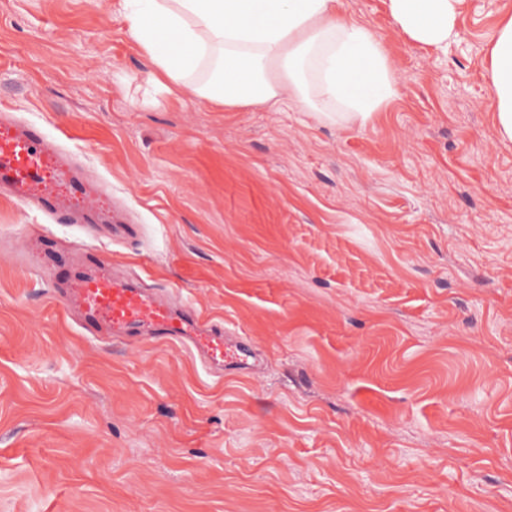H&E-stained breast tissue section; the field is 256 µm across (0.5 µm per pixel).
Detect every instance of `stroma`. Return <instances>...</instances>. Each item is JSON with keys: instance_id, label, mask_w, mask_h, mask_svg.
Here are the masks:
<instances>
[{"instance_id": "obj_1", "label": "stroma", "mask_w": 512, "mask_h": 512, "mask_svg": "<svg viewBox=\"0 0 512 512\" xmlns=\"http://www.w3.org/2000/svg\"><path fill=\"white\" fill-rule=\"evenodd\" d=\"M509 14L464 0L443 51L336 0L397 67L359 129L168 93L121 0H0V119L120 217L0 194V512H512V142L485 104ZM85 245L261 373L84 331L59 292Z\"/></svg>"}]
</instances>
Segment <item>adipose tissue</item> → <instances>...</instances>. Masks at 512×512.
Returning <instances> with one entry per match:
<instances>
[{
  "label": "adipose tissue",
  "mask_w": 512,
  "mask_h": 512,
  "mask_svg": "<svg viewBox=\"0 0 512 512\" xmlns=\"http://www.w3.org/2000/svg\"><path fill=\"white\" fill-rule=\"evenodd\" d=\"M462 0H388L395 27L447 49ZM128 33L170 93L233 110L282 105L306 112L344 105L366 126L396 93L395 67L374 33L334 19L336 0H122ZM487 107L512 141V15L489 43Z\"/></svg>",
  "instance_id": "adipose-tissue-1"
}]
</instances>
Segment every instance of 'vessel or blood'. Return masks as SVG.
<instances>
[{
    "label": "vessel or blood",
    "mask_w": 512,
    "mask_h": 512,
    "mask_svg": "<svg viewBox=\"0 0 512 512\" xmlns=\"http://www.w3.org/2000/svg\"><path fill=\"white\" fill-rule=\"evenodd\" d=\"M50 145L35 126L20 124L0 131V190L46 214L62 209L42 163ZM85 331L115 336H148L201 352L210 366L251 372L259 365L253 343L244 336L228 340L221 325L167 294L144 288L134 279L105 272L101 260L88 262L66 290Z\"/></svg>",
    "instance_id": "1"
}]
</instances>
